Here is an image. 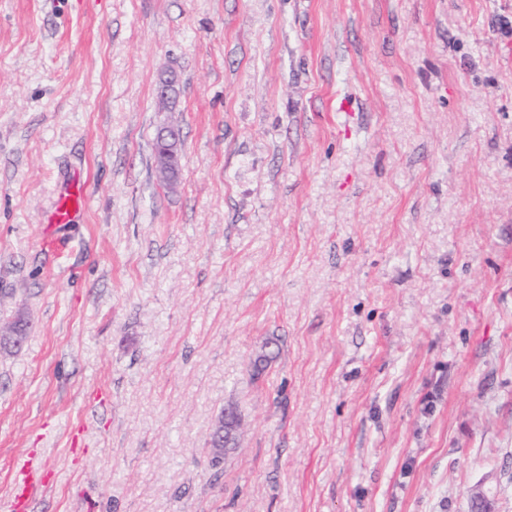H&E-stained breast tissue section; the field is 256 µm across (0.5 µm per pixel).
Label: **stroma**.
<instances>
[{
	"instance_id": "stroma-1",
	"label": "stroma",
	"mask_w": 512,
	"mask_h": 512,
	"mask_svg": "<svg viewBox=\"0 0 512 512\" xmlns=\"http://www.w3.org/2000/svg\"><path fill=\"white\" fill-rule=\"evenodd\" d=\"M20 315L0 499L34 454L33 512H512V0H0ZM159 133L160 142L162 144V152L160 154L161 170L166 179L175 176L178 166V156L176 149L180 142L179 129L170 126L163 127ZM86 208L85 186L75 176L60 190L54 208L49 212V224H71L74 218Z\"/></svg>"
}]
</instances>
